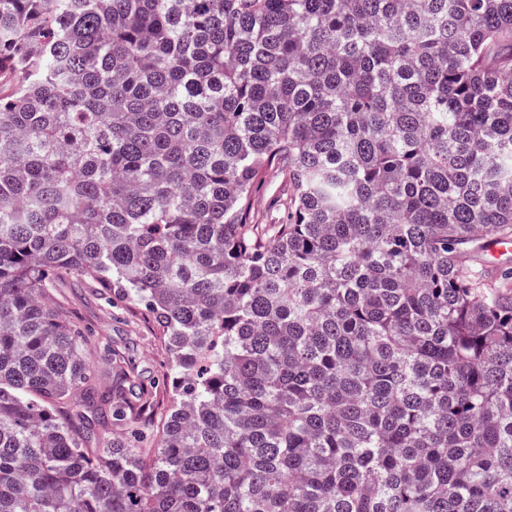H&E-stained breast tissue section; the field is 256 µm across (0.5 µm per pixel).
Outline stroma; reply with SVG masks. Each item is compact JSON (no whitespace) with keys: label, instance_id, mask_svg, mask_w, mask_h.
Masks as SVG:
<instances>
[{"label":"stroma","instance_id":"1","mask_svg":"<svg viewBox=\"0 0 512 512\" xmlns=\"http://www.w3.org/2000/svg\"><path fill=\"white\" fill-rule=\"evenodd\" d=\"M290 205L288 174L268 171L251 199V221L265 227L284 222ZM48 298L61 314L77 325L88 341L91 366L103 385L112 382V359L131 363L136 388L151 392V424L161 427L169 406L173 374L168 352L151 313L117 290L94 288L77 278L58 277Z\"/></svg>","mask_w":512,"mask_h":512}]
</instances>
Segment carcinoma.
<instances>
[{
    "label": "carcinoma",
    "mask_w": 512,
    "mask_h": 512,
    "mask_svg": "<svg viewBox=\"0 0 512 512\" xmlns=\"http://www.w3.org/2000/svg\"><path fill=\"white\" fill-rule=\"evenodd\" d=\"M501 236L512 0H0V512H512ZM61 273L166 338L153 453ZM288 174L270 170L256 187L251 199V224H261L271 229L286 220L290 206Z\"/></svg>",
    "instance_id": "1"
}]
</instances>
